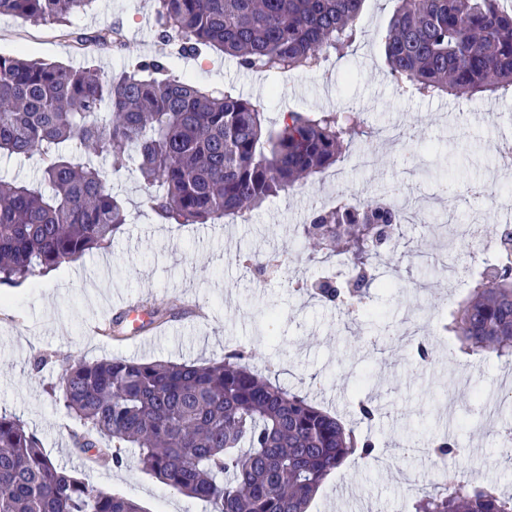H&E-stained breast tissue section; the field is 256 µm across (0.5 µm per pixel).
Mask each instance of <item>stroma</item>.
I'll list each match as a JSON object with an SVG mask.
<instances>
[{"instance_id":"1","label":"stroma","mask_w":512,"mask_h":512,"mask_svg":"<svg viewBox=\"0 0 512 512\" xmlns=\"http://www.w3.org/2000/svg\"><path fill=\"white\" fill-rule=\"evenodd\" d=\"M395 8V0H366L362 39L326 70L261 74L211 52L173 61L174 75L251 100L271 124L289 111L363 113L376 133L363 146L372 166L340 164L243 220L186 225L158 221L133 165L111 167L108 184L130 214L124 231L107 248L33 283L0 286V411L22 419L56 464L137 502L144 512H209L207 503L142 472L137 449L125 450L118 469L76 452L72 434L79 423L47 389L69 358L205 364L236 348L250 354L253 369L345 420H353L360 397H374L383 407L371 424L359 427L377 440L381 462H346L323 482L310 512H412L417 491L439 468L428 448L445 438L461 449L462 475L512 492V460L500 446L501 432L512 428V406L505 402L512 364L464 354L443 325L467 291L432 287L447 270L468 280L474 266L475 245L449 240V228L476 221L485 242L496 239L502 219L480 188L493 180L512 191V176L502 174L490 149L512 118V95L472 101L402 92L385 75L378 40ZM70 25L88 31L120 26L126 45L118 52L80 51L62 26L4 16L0 53L117 72L129 60L168 51L157 37L154 0H96ZM485 112L493 121H481ZM340 185L373 197L400 189L419 214L379 258L382 285L356 315L302 289L336 268L308 261L296 227L318 196L333 197ZM252 252L278 255L279 271L243 267V256ZM143 297L154 306L193 303L200 313L172 319L149 349L134 339L106 342L88 333L90 316H113ZM410 324L432 350L428 361H420L403 337Z\"/></svg>"}]
</instances>
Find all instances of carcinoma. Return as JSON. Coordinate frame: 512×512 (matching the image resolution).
Listing matches in <instances>:
<instances>
[{"label": "carcinoma", "mask_w": 512, "mask_h": 512, "mask_svg": "<svg viewBox=\"0 0 512 512\" xmlns=\"http://www.w3.org/2000/svg\"><path fill=\"white\" fill-rule=\"evenodd\" d=\"M94 0H0V17L66 24ZM365 0H155L158 37L178 56L221 52L246 70L288 74L341 59L362 37ZM506 0H398L381 35L387 77L422 97L512 89V5ZM80 49H121L118 26L71 32ZM171 54V55H173ZM171 55L137 59L119 73L0 54V155L42 160L38 180L0 179V285L18 287L106 247L129 223L103 170L88 155L132 161L152 188L148 205L166 224L241 218L336 166L368 138L363 113H287L277 127L228 91L170 73ZM406 223L379 199L335 203L297 226L311 262L343 269L306 287L321 302L353 309L376 282L374 259ZM501 260L470 281L469 296L443 328L461 350L512 361V225L496 228ZM243 263L275 272L276 258ZM235 349L207 365L111 358L68 360L52 398L84 432L81 452L119 467L138 449L143 471L210 512H309L323 480L343 463L377 458L337 416L249 366ZM380 408L358 401L361 422ZM460 448L430 452L437 480L419 490L413 512H512V496L452 471ZM0 512H144L137 503L80 480L43 451L36 434L0 412Z\"/></svg>", "instance_id": "1"}]
</instances>
